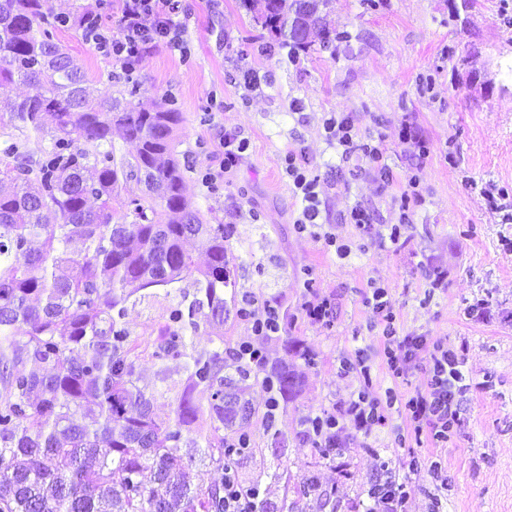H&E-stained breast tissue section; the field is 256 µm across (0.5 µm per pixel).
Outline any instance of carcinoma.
<instances>
[{
    "label": "carcinoma",
    "mask_w": 512,
    "mask_h": 512,
    "mask_svg": "<svg viewBox=\"0 0 512 512\" xmlns=\"http://www.w3.org/2000/svg\"><path fill=\"white\" fill-rule=\"evenodd\" d=\"M272 37L306 52L336 35L330 0H243ZM47 0H0V112L11 131L0 148V512H224L231 484L318 487L288 467L250 481L238 471L192 483L200 461L224 470V441L258 414L257 386L277 408L276 428L301 385L280 360L254 365L224 346L237 258L227 224H212L185 196L176 153L183 113L167 102L93 96L83 67L57 38ZM294 35L284 40V26ZM16 83L33 88L13 98ZM119 129L133 152L112 145ZM163 210L166 221L155 216ZM206 255L198 265L187 244ZM193 279L188 307L170 306L151 330L152 356L184 361L170 413H155L138 386L148 349L124 318L151 288ZM204 324L216 346L198 350L188 330Z\"/></svg>",
    "instance_id": "1"
}]
</instances>
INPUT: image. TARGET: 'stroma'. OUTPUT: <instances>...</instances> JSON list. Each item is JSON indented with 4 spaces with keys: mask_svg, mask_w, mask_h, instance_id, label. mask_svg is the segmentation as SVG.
I'll return each mask as SVG.
<instances>
[{
    "mask_svg": "<svg viewBox=\"0 0 512 512\" xmlns=\"http://www.w3.org/2000/svg\"><path fill=\"white\" fill-rule=\"evenodd\" d=\"M330 18L338 33L332 46L312 45L292 63L287 47L255 24L241 0H182L183 50L161 43L139 63L141 92L173 101L184 116L177 150L188 166L187 198L233 229L228 244L242 264L237 292L281 301L288 310L289 326L265 341L266 354L295 361L306 348L315 359L311 366L295 361L305 382L278 420L279 435L258 418L247 425L263 456L241 461L239 476L248 480L260 464L279 463L330 493L331 506L313 497L307 512H358L380 474L377 454L392 450L407 430L403 415L390 409L385 427L355 435L326 460L300 436L299 421L357 394V374L341 371L346 359L364 358L374 397L402 399L425 389V355L405 376L387 370L369 303L378 285L392 298L399 334L465 356L462 424L439 451L440 475L415 473L409 512H512V252L501 244L512 237V222L484 195L493 186L512 187V22L499 0H332ZM60 40L83 64L91 88L125 97L119 64L77 30L63 31ZM245 68L256 72L257 89L244 86ZM328 112L349 115L359 139H382L389 183L363 162H340L323 128ZM406 124L421 143L401 142ZM224 129L244 133L250 147L211 191L201 175L219 163L213 143ZM289 150L305 151L318 175L319 220L325 234L349 246L346 257L295 231L302 204L279 166ZM412 178L420 200L404 214L400 197ZM357 203L376 223H404L399 243H379L345 223ZM312 292L331 301L330 323L306 317L302 305ZM193 293L189 280L170 286L129 306L125 322L143 336L170 303ZM137 371L155 412L169 413L182 362L147 352Z\"/></svg>",
    "mask_w": 512,
    "mask_h": 512,
    "instance_id": "1",
    "label": "stroma"
}]
</instances>
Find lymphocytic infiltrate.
<instances>
[{"mask_svg":"<svg viewBox=\"0 0 512 512\" xmlns=\"http://www.w3.org/2000/svg\"><path fill=\"white\" fill-rule=\"evenodd\" d=\"M181 0H121L118 31H111L102 23L98 12L87 11L79 21L83 38L92 41L100 54L119 64L126 79H133L142 55L157 43L163 42L174 49H181L185 28L178 22ZM329 139L342 147L343 160L363 161L370 172L387 178L381 144L359 140L353 120L347 116L328 115L323 122ZM249 148V140L240 131L227 130L220 134L217 149L223 155L219 167L208 170L202 178L205 187L211 188L223 182L224 175L235 167ZM284 175L300 195L304 207L295 226L299 232L316 227L319 178L310 170L305 152L289 151L280 158ZM373 309L382 324L386 365L392 376L403 375L420 351L428 353L427 384L424 391L405 399L403 414L408 424L405 435L399 436V444L407 440L426 441L430 447L444 448L448 434L460 423L459 404L455 388L464 375L461 368L464 356L444 349L440 345H428L426 337L408 334L397 336L394 329L395 313L386 289L378 287L372 292ZM388 410L381 402L370 398L366 392L339 405L335 412L324 413L302 420L300 434L311 447L336 450L345 447L346 425L356 431L371 434L374 428L385 425ZM382 477L367 490L369 505L365 512H407L409 478L396 471L390 461L380 464Z\"/></svg>","mask_w":512,"mask_h":512,"instance_id":"f902f5d3","label":"lymphocytic infiltrate"}]
</instances>
